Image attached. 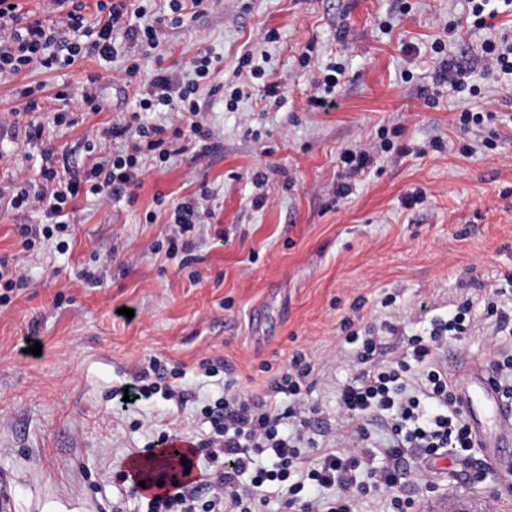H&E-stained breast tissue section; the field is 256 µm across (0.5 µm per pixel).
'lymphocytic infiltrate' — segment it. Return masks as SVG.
<instances>
[{
	"label": "lymphocytic infiltrate",
	"mask_w": 512,
	"mask_h": 512,
	"mask_svg": "<svg viewBox=\"0 0 512 512\" xmlns=\"http://www.w3.org/2000/svg\"><path fill=\"white\" fill-rule=\"evenodd\" d=\"M53 2L64 12L57 27L20 12L12 0H0V74L15 75L30 66L67 67L87 53L109 62L129 48L156 49L162 24H182L187 8L199 7L202 0H169L168 17H156L150 25L141 22L145 7L129 8L127 0H96L98 20L92 28L86 24L85 0ZM191 65L196 79L185 84L161 69L148 84L135 85V62L118 76L120 82L135 85L140 112L168 113L170 126L145 123L138 116L109 124L101 135L122 142V150L83 171L75 169L67 152L42 151L36 178L10 201L14 209L34 207L44 217L43 223L20 225L24 248L52 240L58 253H66L72 235L69 208L79 197L120 199L140 187L143 157L165 163L176 155V141L203 146L213 138L201 117L199 97L200 84L211 78L215 60L202 52ZM469 321L465 307L433 318L428 335L409 337L405 355L389 360L382 356L379 337L348 336V343L358 346L356 358L363 368L341 392L345 427L338 432L316 418L304 401L313 370L305 354L293 355L288 372L273 384L272 395L257 397L228 380L223 396L203 411L211 425L207 439L194 446L195 454L213 465L208 478L171 483L165 493L149 497L148 512H255L256 501L283 493L288 512H359L368 489H391L404 480L422 483L426 462L476 445L439 355L449 339L463 338ZM414 362L420 365L415 375L410 372ZM372 413L379 414L389 437L381 450L386 463L379 468L365 464ZM304 444L316 449V457L302 455ZM263 455L272 457L271 468L257 465ZM411 457L417 459L416 467H407ZM245 472L251 475L249 484L225 493L226 484Z\"/></svg>",
	"instance_id": "f902f5d3"
}]
</instances>
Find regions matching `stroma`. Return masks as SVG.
Returning a JSON list of instances; mask_svg holds the SVG:
<instances>
[{"label":"stroma","mask_w":512,"mask_h":512,"mask_svg":"<svg viewBox=\"0 0 512 512\" xmlns=\"http://www.w3.org/2000/svg\"><path fill=\"white\" fill-rule=\"evenodd\" d=\"M504 36L512 38V10L476 28L469 0H204L140 57L137 82L161 66L190 81L189 61L209 51L218 64L201 102L214 139L163 165L144 160L131 199H81L64 255L24 249L17 225L42 217L12 209L14 178L45 145L67 149L79 168L111 155V144L91 153L85 144L133 103L105 83L110 111L81 113L80 87L126 61L88 55L0 78V111L20 109L24 85H44L47 96L37 116L42 144L0 125V256L15 257L31 281L0 307V476L12 479L17 512H147L125 466L162 434L206 436L201 409L222 395L224 377L204 376L205 358L223 360L241 389L262 396L294 352L306 351L317 363L308 403L333 421L355 375L344 321L362 334L397 318L411 335L428 326L420 305L443 316L466 301L471 330L440 355L459 381L468 365H489L504 339L487 315L488 291L512 274V77L487 71L480 55L485 41ZM440 40L479 88L477 108L492 113L484 126L459 124L465 104L431 50ZM246 54L282 79V106L226 109L222 89L247 77ZM335 61L345 72L325 112L311 100ZM60 90L78 113L69 129L54 122ZM392 130L393 147L382 151ZM357 146L374 162L352 175L340 155ZM343 184L349 193H338ZM181 202L213 214L189 264L168 251ZM36 342L37 356L28 351ZM154 357L181 368L177 385L190 401L160 392L114 413L113 389L133 383ZM426 479L370 492L364 512H391L395 495L417 499L421 512H512V474L486 448L444 455Z\"/></svg>","instance_id":"obj_1"}]
</instances>
